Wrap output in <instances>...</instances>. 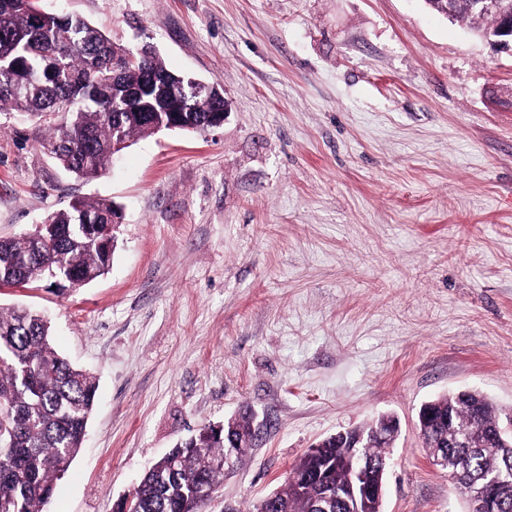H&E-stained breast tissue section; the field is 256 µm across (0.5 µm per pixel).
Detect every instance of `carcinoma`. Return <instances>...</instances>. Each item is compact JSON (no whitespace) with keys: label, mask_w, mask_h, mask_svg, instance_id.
<instances>
[{"label":"carcinoma","mask_w":512,"mask_h":512,"mask_svg":"<svg viewBox=\"0 0 512 512\" xmlns=\"http://www.w3.org/2000/svg\"><path fill=\"white\" fill-rule=\"evenodd\" d=\"M456 18L492 29L496 17L461 7ZM127 59L99 29L77 15H41L36 0H0V112L24 113L49 133L42 146L80 178L103 175L112 163V141L150 135L143 121L171 111L178 73L154 51ZM217 96L184 113L185 122L206 131ZM114 202L80 200L48 214L55 234L41 251L26 237H0V288L26 287L49 267L91 282L111 258L96 243L94 225L112 221ZM97 384L53 347L51 322L39 311L0 309V512H45L56 483L82 448ZM441 422L423 428L430 452L462 454L464 475L451 479L465 491L486 475L511 474L497 488L495 512H512V449L456 447L448 423L476 432L500 427L493 403L474 392L431 401ZM343 437L327 439L316 455L305 454L282 488L256 512H377L351 494L355 477L343 463ZM379 442L363 449L373 476L385 479L388 458ZM224 433L206 426L156 461L133 489L135 512H199L203 494L224 480Z\"/></svg>","instance_id":"cac0c4a2"}]
</instances>
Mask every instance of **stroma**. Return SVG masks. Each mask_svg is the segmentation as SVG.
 <instances>
[{"label":"stroma","instance_id":"stroma-1","mask_svg":"<svg viewBox=\"0 0 512 512\" xmlns=\"http://www.w3.org/2000/svg\"><path fill=\"white\" fill-rule=\"evenodd\" d=\"M217 85L224 123L134 139L86 181L0 112V236L112 200V264L48 311L96 379L47 512H112L175 444L253 408L203 512H252L313 444L394 415L382 512H466L417 414L477 389L512 411V54L425 0H38Z\"/></svg>","mask_w":512,"mask_h":512}]
</instances>
